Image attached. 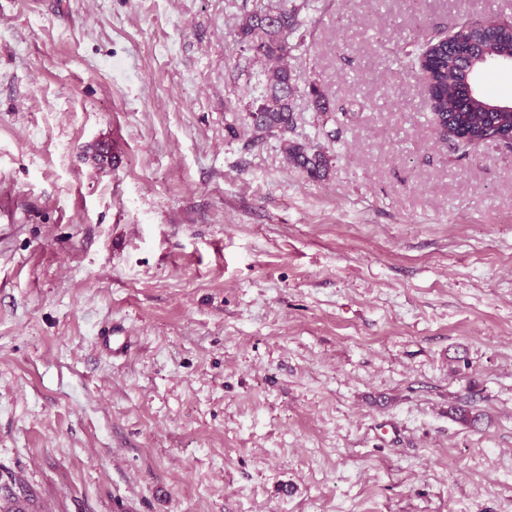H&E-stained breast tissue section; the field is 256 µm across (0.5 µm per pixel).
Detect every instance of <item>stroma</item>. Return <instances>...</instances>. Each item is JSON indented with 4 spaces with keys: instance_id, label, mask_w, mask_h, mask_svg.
Returning <instances> with one entry per match:
<instances>
[{
    "instance_id": "35a3bbf8",
    "label": "stroma",
    "mask_w": 512,
    "mask_h": 512,
    "mask_svg": "<svg viewBox=\"0 0 512 512\" xmlns=\"http://www.w3.org/2000/svg\"><path fill=\"white\" fill-rule=\"evenodd\" d=\"M278 2L0 0V471L25 512H512V150L443 139L416 45L512 0H420L417 26L293 0L285 137L248 126L238 38ZM284 152L289 163L306 171L313 179L322 180L328 176L329 167L325 155L319 151L312 152L307 144L286 139Z\"/></svg>"
}]
</instances>
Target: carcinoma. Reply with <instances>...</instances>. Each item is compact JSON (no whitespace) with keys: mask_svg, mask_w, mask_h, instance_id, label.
Segmentation results:
<instances>
[{"mask_svg":"<svg viewBox=\"0 0 512 512\" xmlns=\"http://www.w3.org/2000/svg\"><path fill=\"white\" fill-rule=\"evenodd\" d=\"M273 11V17L262 8L246 14L238 37L263 67L264 94L249 111V124L256 132L277 131L284 135L295 123V83L288 56L290 38L300 29V22L297 9L288 8L285 2L273 7ZM419 48L426 49L424 55L418 56V64L431 98V113L440 115L448 137L491 144L512 139V104L485 90L472 95L464 83L468 67L473 65L478 70L487 58L512 56V24L463 23L446 41L424 36ZM284 152L289 163L310 177L322 180L328 176L323 153L288 140L284 141Z\"/></svg>","mask_w":512,"mask_h":512,"instance_id":"1","label":"carcinoma"}]
</instances>
